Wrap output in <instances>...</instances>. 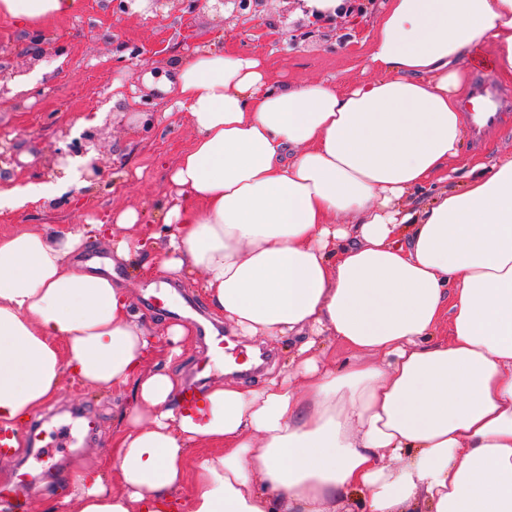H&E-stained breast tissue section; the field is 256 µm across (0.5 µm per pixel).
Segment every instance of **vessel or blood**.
<instances>
[{"instance_id": "1", "label": "vessel or blood", "mask_w": 512, "mask_h": 512, "mask_svg": "<svg viewBox=\"0 0 512 512\" xmlns=\"http://www.w3.org/2000/svg\"><path fill=\"white\" fill-rule=\"evenodd\" d=\"M464 107L465 123L475 145H484L491 133L512 126V95L484 74H476Z\"/></svg>"}]
</instances>
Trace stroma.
Wrapping results in <instances>:
<instances>
[{
    "instance_id": "1",
    "label": "stroma",
    "mask_w": 512,
    "mask_h": 512,
    "mask_svg": "<svg viewBox=\"0 0 512 512\" xmlns=\"http://www.w3.org/2000/svg\"><path fill=\"white\" fill-rule=\"evenodd\" d=\"M80 9L37 26L0 18V58L6 62L9 94L0 108V190L55 180L54 154L79 140L87 129L98 132L93 152L103 171L97 183L68 187L52 200L0 212V234L43 226L49 232L72 231L85 224L109 223L113 212L132 208L144 224L160 221L159 209L174 192L170 170L187 149L193 132L176 104L174 91L146 81L148 74L175 78L173 63L197 46H215L266 59L281 81L307 78L345 86L365 80L364 56L372 19L358 14L318 23L301 12L300 0H155L148 9L136 0H81ZM31 87L17 92L21 78ZM121 82L122 99L112 97ZM512 152V130L493 136L475 150L463 141L454 165V187H463L465 166ZM112 276L129 288L133 309L148 326L184 321L196 328L183 357L172 364L182 382L207 387L237 381L218 366L217 346L226 334L233 355L271 353V366H288L291 339L269 342L233 333L215 319L200 278L171 286L174 302H156L163 279L153 267L118 263ZM130 387L118 389L64 385L40 417L41 444L26 446L0 469L28 473L24 512H52L55 490L64 488L76 458L97 464L112 442L119 414L129 406ZM96 421L94 432L78 430L67 448L51 447L56 427L75 423L82 414Z\"/></svg>"
}]
</instances>
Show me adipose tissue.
<instances>
[{
	"instance_id": "ef3b65f1",
	"label": "adipose tissue",
	"mask_w": 512,
	"mask_h": 512,
	"mask_svg": "<svg viewBox=\"0 0 512 512\" xmlns=\"http://www.w3.org/2000/svg\"><path fill=\"white\" fill-rule=\"evenodd\" d=\"M80 0H0L27 25ZM512 79V0H382L365 81L280 82L258 57H178L194 132L152 261L202 274L244 336L296 337L287 372L217 383L199 415L169 372L195 329L153 335L123 282L84 271L80 233L0 234V428L65 378L134 386L101 465L75 462L74 512H512V154L447 187L471 53ZM139 214L112 254L146 251ZM448 334L435 338L440 326ZM349 351L344 363L324 349Z\"/></svg>"
}]
</instances>
